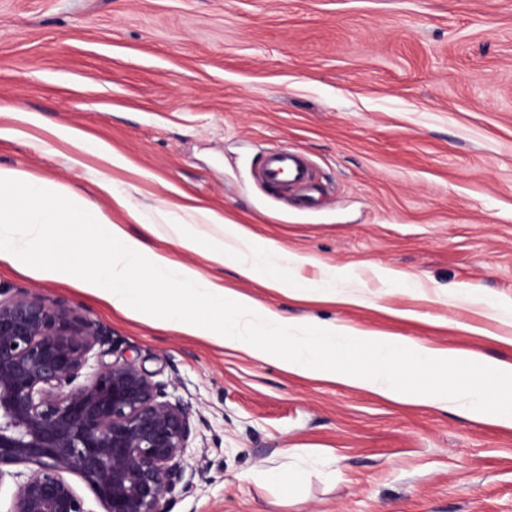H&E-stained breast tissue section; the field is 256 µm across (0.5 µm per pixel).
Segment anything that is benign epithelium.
Returning <instances> with one entry per match:
<instances>
[{
	"instance_id": "obj_1",
	"label": "benign epithelium",
	"mask_w": 512,
	"mask_h": 512,
	"mask_svg": "<svg viewBox=\"0 0 512 512\" xmlns=\"http://www.w3.org/2000/svg\"><path fill=\"white\" fill-rule=\"evenodd\" d=\"M88 314L0 285V481L15 479L9 512H169L177 488L207 480L187 468L197 437L190 406Z\"/></svg>"
}]
</instances>
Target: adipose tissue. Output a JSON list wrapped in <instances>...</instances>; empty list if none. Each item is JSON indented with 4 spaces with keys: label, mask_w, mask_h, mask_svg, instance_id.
Returning <instances> with one entry per match:
<instances>
[{
    "label": "adipose tissue",
    "mask_w": 512,
    "mask_h": 512,
    "mask_svg": "<svg viewBox=\"0 0 512 512\" xmlns=\"http://www.w3.org/2000/svg\"><path fill=\"white\" fill-rule=\"evenodd\" d=\"M147 229L173 241L182 251L204 252L220 266L232 267L240 277L300 298L311 289L335 296L340 270L324 273L317 284L296 280L293 268L306 257L285 252L274 240L255 239L244 225L228 223L211 213L205 223L219 227L220 239L203 246L193 224L156 211ZM90 232L106 252L93 273L81 260L42 261L47 241H62ZM0 260L21 270H36L42 278L70 282L112 309L142 318L164 320L189 336L207 340L255 360H276L286 372L329 377L397 402L425 403L488 417L512 428V364L443 349L398 336L371 335L350 325L314 326L288 322L278 311L261 306L250 296L225 288L222 280L171 253L148 248L126 225L111 219L90 199L60 183L38 179L25 171L0 167ZM170 281L169 295L146 301L149 282ZM249 321L273 328L279 347H260L240 327ZM434 375L419 385L413 372Z\"/></svg>",
    "instance_id": "ef3b65f1"
}]
</instances>
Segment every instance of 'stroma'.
Masks as SVG:
<instances>
[{"label":"stroma","mask_w":512,"mask_h":512,"mask_svg":"<svg viewBox=\"0 0 512 512\" xmlns=\"http://www.w3.org/2000/svg\"><path fill=\"white\" fill-rule=\"evenodd\" d=\"M0 127L18 132L0 167L92 197L152 248L201 261L130 210H207L307 256L295 277L344 268L338 289L365 299L290 298L210 266L289 321L512 364V324L453 292L512 303V0H0ZM273 146L312 161L315 207L257 181ZM103 176L125 204L95 194ZM0 283L88 313L188 403L187 461L210 480L171 512H512V428L296 377L4 261Z\"/></svg>","instance_id":"stroma-1"}]
</instances>
